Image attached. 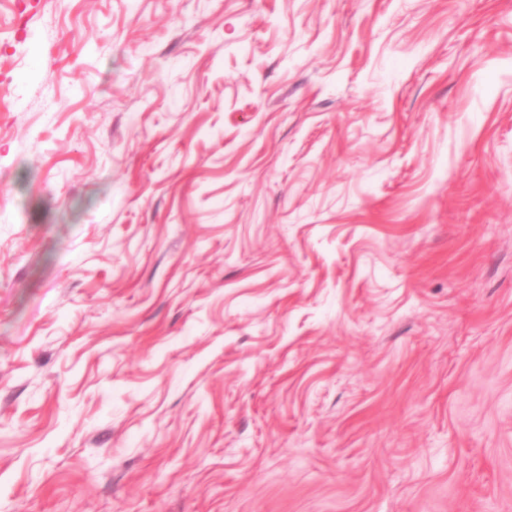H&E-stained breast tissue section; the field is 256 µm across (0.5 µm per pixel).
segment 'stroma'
<instances>
[{"mask_svg": "<svg viewBox=\"0 0 512 512\" xmlns=\"http://www.w3.org/2000/svg\"><path fill=\"white\" fill-rule=\"evenodd\" d=\"M0 512H512V0H0Z\"/></svg>", "mask_w": 512, "mask_h": 512, "instance_id": "35a3bbf8", "label": "stroma"}]
</instances>
